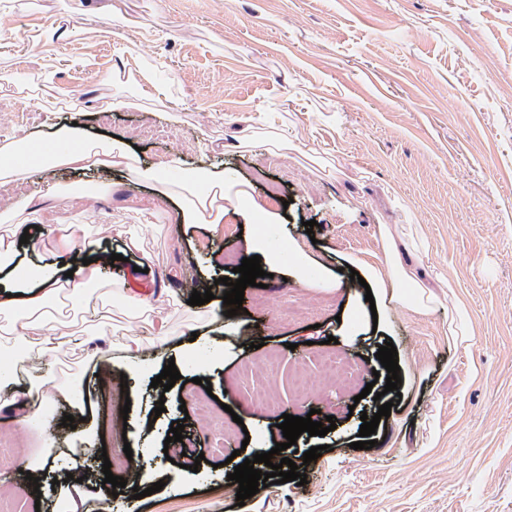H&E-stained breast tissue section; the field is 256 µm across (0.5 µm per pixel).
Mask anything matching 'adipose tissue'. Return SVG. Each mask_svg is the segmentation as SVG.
Instances as JSON below:
<instances>
[{
  "instance_id": "ef3b65f1",
  "label": "adipose tissue",
  "mask_w": 512,
  "mask_h": 512,
  "mask_svg": "<svg viewBox=\"0 0 512 512\" xmlns=\"http://www.w3.org/2000/svg\"><path fill=\"white\" fill-rule=\"evenodd\" d=\"M66 167L75 171H127L136 184L149 187L164 203L172 206L181 223L205 224L212 233H219L229 212L245 216L261 214L264 228L249 241L248 251L261 255L266 264L279 265L290 260L297 271L299 284L329 289L333 283L326 275L310 276L306 250L292 242L289 254L271 246L267 230L275 226L274 214L260 212L249 192L238 181L216 169L181 172L172 178L173 166L164 163L144 167L125 140L106 137H83L76 126L62 128L54 141L37 142L26 136H15L0 144V189L28 180L32 174H49ZM92 205L94 194L62 188L46 182L38 195L23 199L0 198V272L6 273L15 288H36L37 293L26 299L0 298V315L4 316L11 333L25 332L26 343L13 349L15 363L0 371V410L12 412L17 428L44 420V406L50 399L68 400L70 386L57 383L46 365L54 360L58 344L48 337V310L64 299L70 285L83 290L80 311L84 317L100 320L105 304L113 297H124L122 281L105 277L110 260L99 251L96 241L81 224H49L47 235L57 238L65 248H77L87 253L90 262L73 267L60 265L52 252H40V242L30 238L28 247L39 252L38 263L23 265L17 262L19 240L27 224L42 222L47 210L71 206L75 200ZM380 252H365L349 257L348 263L370 286L379 306L393 305L420 317L432 314L439 307L448 309V335L456 343L468 344L473 336L470 315L463 303L443 304L438 294L428 288L413 267L404 265L397 253V244L389 230L381 232Z\"/></svg>"
}]
</instances>
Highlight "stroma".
<instances>
[{"label": "stroma", "instance_id": "stroma-1", "mask_svg": "<svg viewBox=\"0 0 512 512\" xmlns=\"http://www.w3.org/2000/svg\"><path fill=\"white\" fill-rule=\"evenodd\" d=\"M63 27L67 36L57 37ZM31 55L72 91L57 113L25 104L14 68ZM115 66L148 67L158 95L109 109L113 88L98 75ZM72 114L88 134L125 136L145 165L173 158L182 171L230 172L277 212L280 242L304 243L337 282L307 288L278 266L266 287L245 289L243 312L226 317L216 281L231 276L226 259L244 257L259 220L226 216L216 236L203 224L174 228L154 221L149 188L121 195L123 172L56 171L53 181L77 192L110 183L95 209L64 217L99 229L102 250L122 256L112 272L127 288L149 282L167 295L156 313L168 321L169 356L181 358L198 318L180 281L214 295L216 322L197 330L212 349L206 363L186 367L166 392L148 373L91 389L107 454L94 456L88 482L107 462L144 487L164 484L144 498L89 499L91 512H512V0H0V137L48 141ZM276 128L288 130L293 149L234 147ZM406 224L423 226L428 248L400 243L402 261L440 297L466 302L468 346L449 340L444 308L418 318L391 307L379 322L356 323L370 305L344 255L379 250L382 226ZM132 234L142 250L130 255ZM78 308L69 302L75 323L58 329L57 380L80 382L93 352L117 356L128 335L152 340L134 302L116 299L110 335L85 346ZM330 336L355 371L352 384L328 378L317 360ZM389 342L401 354L394 392L373 377ZM369 383L393 406L376 446L355 450L361 414L378 411L363 393ZM259 389L279 413L253 404ZM313 409L318 421L334 417L335 430L301 435L284 452L299 464L322 447L306 484H272L237 503L224 444L247 458L270 451L284 440V414ZM71 412L61 401L48 411L60 454L40 472L38 496L17 486L29 460L46 453L43 432L15 435L0 410V494L21 495L25 512H54L49 489L68 471L74 431L62 418ZM178 425L203 456L197 470L165 457ZM127 445L151 454L129 462Z\"/></svg>", "mask_w": 512, "mask_h": 512}]
</instances>
